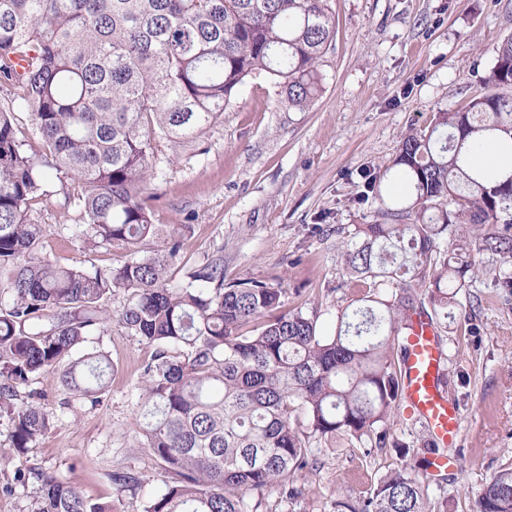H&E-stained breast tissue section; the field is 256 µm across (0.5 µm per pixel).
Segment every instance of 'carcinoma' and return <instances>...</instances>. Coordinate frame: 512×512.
I'll return each instance as SVG.
<instances>
[{
    "label": "carcinoma",
    "instance_id": "carcinoma-1",
    "mask_svg": "<svg viewBox=\"0 0 512 512\" xmlns=\"http://www.w3.org/2000/svg\"><path fill=\"white\" fill-rule=\"evenodd\" d=\"M330 0H0V417L8 449L22 454L47 434L53 413L19 389L59 375L93 403L112 366L90 337L117 323L150 346L137 398L140 447L160 461L164 489L143 512H258L269 488L305 493L312 443L338 437L362 448L409 447L386 424L403 395L395 341L418 309L455 319L478 275L473 245L503 260L512 288V169L477 168L489 139L512 151V36L495 49L487 92L409 132L387 170L380 219L344 242L351 283L372 290L345 307L327 334L317 310L286 309V289L252 278L224 284L221 257L184 269L189 224L154 223L145 186L224 115L248 79L277 80L288 105L308 108L335 34ZM26 58L15 73L13 58ZM33 121L40 148L21 138L15 113ZM84 240L121 244L117 266H60L41 256L38 209L48 176ZM166 246L145 250L152 238ZM185 270L171 285L172 269ZM123 291L113 316L102 308ZM33 512H112L65 480L31 467ZM401 469L336 512H448V497ZM476 512H512V468L495 473Z\"/></svg>",
    "mask_w": 512,
    "mask_h": 512
}]
</instances>
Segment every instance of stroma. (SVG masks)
Here are the masks:
<instances>
[{"label":"stroma","instance_id":"1","mask_svg":"<svg viewBox=\"0 0 512 512\" xmlns=\"http://www.w3.org/2000/svg\"><path fill=\"white\" fill-rule=\"evenodd\" d=\"M334 40L322 66V88L305 111L289 108L271 81L248 80L196 146L180 151L150 182L159 194L154 220L187 224L182 257L187 267L217 256L224 280L254 278L285 287L286 306L318 309L322 327L364 289L350 286L341 244L355 225L378 220L375 199L364 198L362 174L385 168L410 130L426 129L437 112L454 110L481 93L494 49L512 35V0H330ZM39 219L48 233L42 254L62 265L120 263L116 245L83 244L63 190ZM483 272L461 296L462 314L440 320L445 374L442 388L464 415L454 453L458 469L428 477L430 498L447 496L459 512L501 467H512V288L498 287L495 256L472 251ZM94 345L112 364L102 402L68 398L50 377L28 389L55 415L53 428L25 454H0V512H32L36 480L18 473L37 466L70 482L86 499L143 512L160 491L159 462L138 445L137 397L148 348L111 326ZM392 439L409 446L363 451L349 441L319 446V468L305 478V495L288 512H333L337 495H366L385 475L427 457L425 427L402 407L391 417ZM138 479L127 488L114 474Z\"/></svg>","mask_w":512,"mask_h":512}]
</instances>
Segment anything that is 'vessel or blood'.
Listing matches in <instances>:
<instances>
[{
	"label": "vessel or blood",
	"instance_id": "1",
	"mask_svg": "<svg viewBox=\"0 0 512 512\" xmlns=\"http://www.w3.org/2000/svg\"><path fill=\"white\" fill-rule=\"evenodd\" d=\"M443 367L444 353L434 322L424 315L413 316L402 339L403 399L408 416L422 421L438 447L427 459L430 476L457 467L458 460L449 450L456 446L464 425L461 411L441 390Z\"/></svg>",
	"mask_w": 512,
	"mask_h": 512
}]
</instances>
